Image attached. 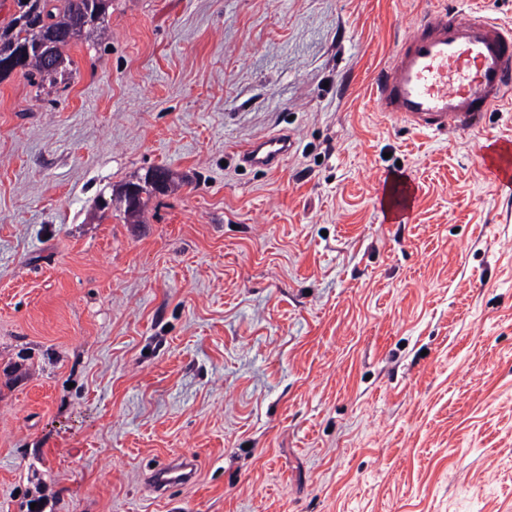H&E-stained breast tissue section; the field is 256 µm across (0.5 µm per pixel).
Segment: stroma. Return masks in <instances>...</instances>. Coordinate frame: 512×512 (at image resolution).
Instances as JSON below:
<instances>
[{
	"label": "stroma",
	"instance_id": "obj_1",
	"mask_svg": "<svg viewBox=\"0 0 512 512\" xmlns=\"http://www.w3.org/2000/svg\"><path fill=\"white\" fill-rule=\"evenodd\" d=\"M447 3L112 0L66 82L0 79V512H512V103L371 93ZM293 147L287 134L275 133L248 146L241 155L242 162L250 168L272 169ZM198 475L194 457H180L149 469L144 475V486L151 494L165 497L172 489L192 484Z\"/></svg>",
	"mask_w": 512,
	"mask_h": 512
}]
</instances>
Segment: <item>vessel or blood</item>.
I'll return each mask as SVG.
<instances>
[{"instance_id":"vessel-or-blood-1","label":"vessel or blood","mask_w":512,"mask_h":512,"mask_svg":"<svg viewBox=\"0 0 512 512\" xmlns=\"http://www.w3.org/2000/svg\"><path fill=\"white\" fill-rule=\"evenodd\" d=\"M512 97V27L484 15L444 7L423 14L378 75L373 98L378 111L431 133L476 128L487 112ZM293 147L275 133L241 155L250 168L270 169ZM195 458L180 457L149 469L144 486L164 497L192 484Z\"/></svg>"}]
</instances>
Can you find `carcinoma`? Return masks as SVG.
Here are the masks:
<instances>
[{
  "mask_svg": "<svg viewBox=\"0 0 512 512\" xmlns=\"http://www.w3.org/2000/svg\"><path fill=\"white\" fill-rule=\"evenodd\" d=\"M18 15L0 26V62L51 85L71 74L62 48L103 30L112 0H16Z\"/></svg>",
  "mask_w": 512,
  "mask_h": 512,
  "instance_id": "cac0c4a2",
  "label": "carcinoma"
}]
</instances>
